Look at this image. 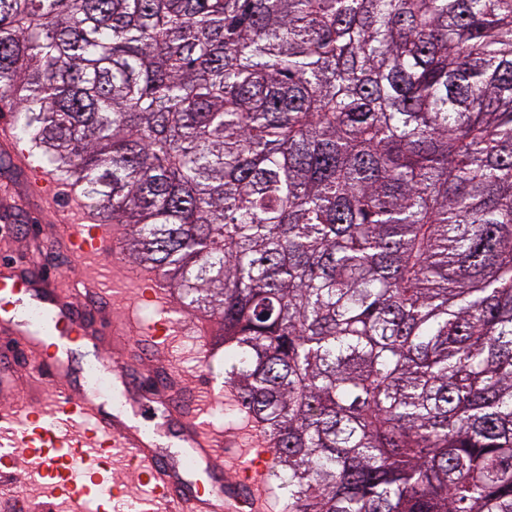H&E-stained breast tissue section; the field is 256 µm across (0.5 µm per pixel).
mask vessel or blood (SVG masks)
Here are the masks:
<instances>
[{"label": "vessel or blood", "instance_id": "b4317fda", "mask_svg": "<svg viewBox=\"0 0 512 512\" xmlns=\"http://www.w3.org/2000/svg\"><path fill=\"white\" fill-rule=\"evenodd\" d=\"M61 232L84 267L104 264L112 240L108 224L65 223ZM128 296L158 311L157 320L134 325L125 315L112 319L113 331L135 330L146 350L167 347L184 325L173 318L178 304L147 275L136 276ZM0 391L15 388L21 374L55 384L51 398L31 404L25 415L0 411V488L14 485L18 461L38 476L33 493L0 499V512H259L270 498L266 481L271 449L255 446L237 470L232 488L215 483L185 488L158 431L147 430L124 410L105 412L95 387L70 389L64 356L93 343L101 330L89 309L57 295V279L33 271L16 259L0 274ZM182 462L205 461L215 472L236 456L235 441L225 439L202 416L183 426Z\"/></svg>", "mask_w": 512, "mask_h": 512}]
</instances>
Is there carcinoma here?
Instances as JSON below:
<instances>
[{
    "instance_id": "obj_1",
    "label": "carcinoma",
    "mask_w": 512,
    "mask_h": 512,
    "mask_svg": "<svg viewBox=\"0 0 512 512\" xmlns=\"http://www.w3.org/2000/svg\"><path fill=\"white\" fill-rule=\"evenodd\" d=\"M0 112L220 321L282 512H512V0H0Z\"/></svg>"
}]
</instances>
